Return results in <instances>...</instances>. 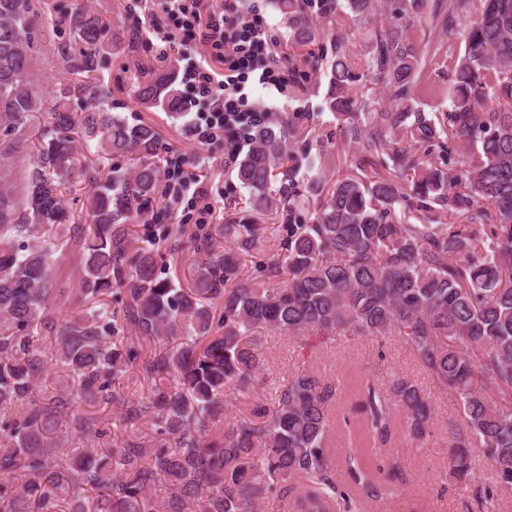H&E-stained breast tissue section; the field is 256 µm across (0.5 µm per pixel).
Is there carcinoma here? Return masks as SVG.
<instances>
[{"instance_id":"1","label":"carcinoma","mask_w":512,"mask_h":512,"mask_svg":"<svg viewBox=\"0 0 512 512\" xmlns=\"http://www.w3.org/2000/svg\"><path fill=\"white\" fill-rule=\"evenodd\" d=\"M359 17L383 15L369 70L386 77L399 107L379 111L354 92L360 82L339 37L321 24L338 0H275L288 38L328 77L326 107L336 114L342 145L353 152L312 215L297 190L308 156V133L294 118L255 121L250 147L236 166L252 214L226 224L229 251L214 248L198 227L203 253L192 283L161 276L165 256L154 233L167 213L157 199L162 180L160 134L107 108L98 74L122 40L86 7L63 12L54 27L76 33L82 46H58L76 75L43 97L32 79L37 38L35 0H0V146L34 112L49 115L38 134L37 161L23 197L0 188V507L5 512H55L56 502L94 493V512H261L269 500L283 512H365L398 497L405 456L396 443L422 448L432 410L423 390L399 378L385 388L361 378L347 401L356 420L338 410L340 380L304 369L276 391L272 406L251 419L210 424L224 415V394L249 397L266 382L255 345L258 329L296 337L312 329L357 336L398 332L432 382L451 390L466 426L448 428V469L481 512L512 493V0H450L448 35L466 52L450 74L447 112L404 106L419 82V60L403 37L422 0H345ZM176 67L134 76L143 108L179 114ZM95 142L99 156L128 155L133 173L83 169L75 138ZM90 184V223L68 228L81 256L79 293L85 309L61 318L51 304L53 243L45 235L67 220L59 188L78 173ZM278 189H272L274 177ZM299 212L279 258L238 277V255L262 251L263 215L279 201ZM462 224H445L447 216ZM141 221L144 233L130 225ZM288 269V281L267 288L261 278ZM162 343L142 362L143 342ZM65 368L60 391L32 399L47 358ZM143 364L144 397L121 388L120 376ZM112 403L120 425L143 423L96 457L87 445L112 429L77 403ZM405 413L404 425L397 411ZM68 416L56 438L57 416ZM353 434L335 459L336 421ZM481 448L493 480L472 482Z\"/></svg>"}]
</instances>
